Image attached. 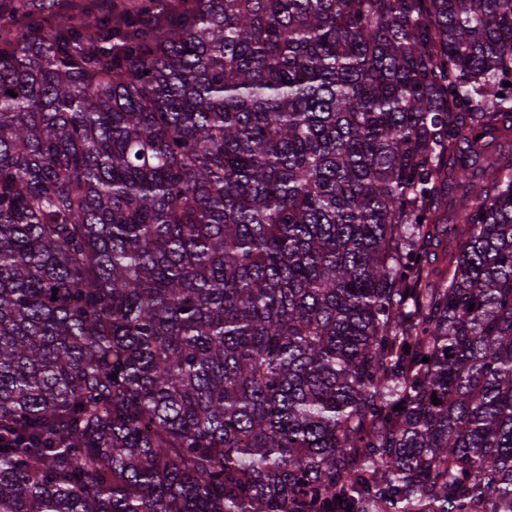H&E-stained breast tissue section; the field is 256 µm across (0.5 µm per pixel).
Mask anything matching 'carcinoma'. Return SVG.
Returning <instances> with one entry per match:
<instances>
[{
    "label": "carcinoma",
    "instance_id": "1",
    "mask_svg": "<svg viewBox=\"0 0 512 512\" xmlns=\"http://www.w3.org/2000/svg\"><path fill=\"white\" fill-rule=\"evenodd\" d=\"M0 512H512V0H0Z\"/></svg>",
    "mask_w": 512,
    "mask_h": 512
}]
</instances>
